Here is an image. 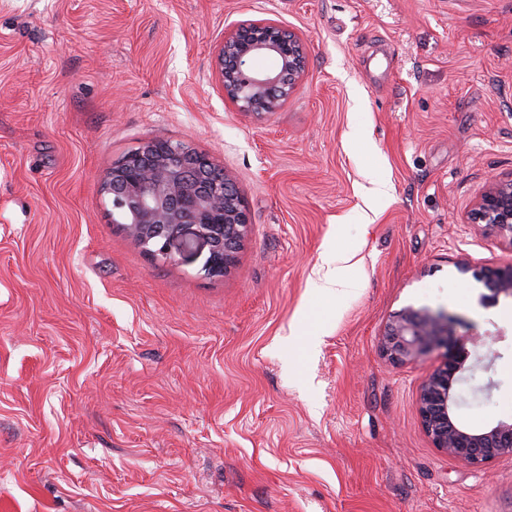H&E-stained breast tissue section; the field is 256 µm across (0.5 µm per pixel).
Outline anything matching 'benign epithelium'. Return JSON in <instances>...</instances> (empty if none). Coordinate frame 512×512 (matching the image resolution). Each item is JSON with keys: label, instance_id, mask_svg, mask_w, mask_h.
<instances>
[{"label": "benign epithelium", "instance_id": "benign-epithelium-1", "mask_svg": "<svg viewBox=\"0 0 512 512\" xmlns=\"http://www.w3.org/2000/svg\"><path fill=\"white\" fill-rule=\"evenodd\" d=\"M263 56L275 58L277 65L252 69L249 62ZM216 62L224 96L239 111L263 116L297 91L306 51L301 39L283 26L251 21L224 37ZM103 189L112 198L113 223L122 225L135 244L168 260L195 258L205 251V271L211 276H221L233 265L250 231L233 177L179 141L158 137L143 142L112 167ZM467 220L512 244V178L493 180ZM460 271L472 273L488 291L486 298H512V265L473 269L462 264ZM452 335L447 312L408 306L386 323L379 349L389 363L406 365L448 348ZM478 368L487 370L490 364L464 351L450 353L418 393L421 426L434 446L473 467L512 456L511 422L474 430L455 418L458 386Z\"/></svg>", "mask_w": 512, "mask_h": 512}]
</instances>
